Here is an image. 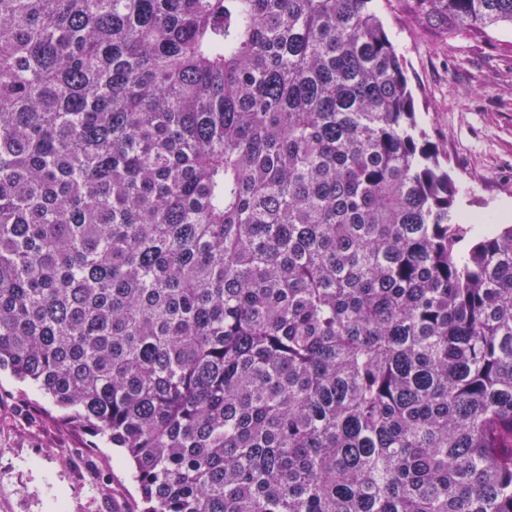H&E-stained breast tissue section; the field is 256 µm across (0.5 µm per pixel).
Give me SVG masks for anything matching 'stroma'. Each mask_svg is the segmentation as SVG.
Masks as SVG:
<instances>
[{
	"label": "stroma",
	"instance_id": "35a3bbf8",
	"mask_svg": "<svg viewBox=\"0 0 512 512\" xmlns=\"http://www.w3.org/2000/svg\"><path fill=\"white\" fill-rule=\"evenodd\" d=\"M421 126L448 158L458 207L476 223L512 224V28L490 43L440 34L377 0ZM49 396L0 371V512H139L128 464L102 439L64 424Z\"/></svg>",
	"mask_w": 512,
	"mask_h": 512
}]
</instances>
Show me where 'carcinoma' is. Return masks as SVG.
I'll list each match as a JSON object with an SVG mask.
<instances>
[{
  "mask_svg": "<svg viewBox=\"0 0 512 512\" xmlns=\"http://www.w3.org/2000/svg\"><path fill=\"white\" fill-rule=\"evenodd\" d=\"M442 156L375 0H0V369L141 512H512V224Z\"/></svg>",
  "mask_w": 512,
  "mask_h": 512,
  "instance_id": "carcinoma-1",
  "label": "carcinoma"
}]
</instances>
